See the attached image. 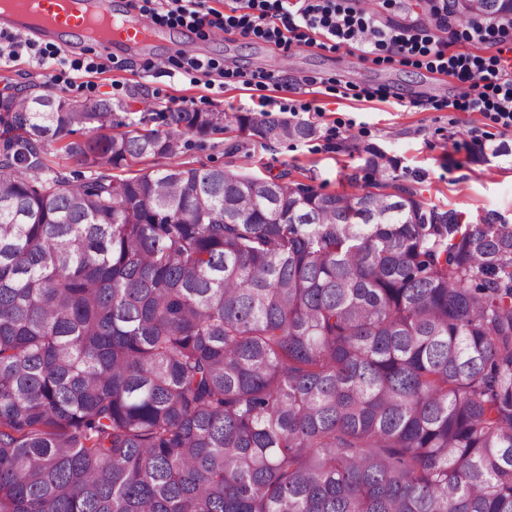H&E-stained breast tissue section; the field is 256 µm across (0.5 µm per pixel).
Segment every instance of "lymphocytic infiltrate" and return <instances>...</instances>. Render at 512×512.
Returning a JSON list of instances; mask_svg holds the SVG:
<instances>
[{
  "mask_svg": "<svg viewBox=\"0 0 512 512\" xmlns=\"http://www.w3.org/2000/svg\"><path fill=\"white\" fill-rule=\"evenodd\" d=\"M172 13L195 28L235 27L244 35L267 37L276 42L300 39L315 32L331 48L356 43L365 52L388 51L398 55L433 54L439 69L470 82L472 94L460 102L463 110L486 114L503 130L512 129V62L499 56L482 58L465 54L446 55L428 29L411 31L381 26L350 0H235L233 14L209 20L205 0H171Z\"/></svg>",
  "mask_w": 512,
  "mask_h": 512,
  "instance_id": "1",
  "label": "lymphocytic infiltrate"
}]
</instances>
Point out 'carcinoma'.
I'll use <instances>...</instances> for the list:
<instances>
[{
    "label": "carcinoma",
    "mask_w": 512,
    "mask_h": 512,
    "mask_svg": "<svg viewBox=\"0 0 512 512\" xmlns=\"http://www.w3.org/2000/svg\"><path fill=\"white\" fill-rule=\"evenodd\" d=\"M121 125L105 98H0V512H512L511 223L218 168L118 178L224 113ZM77 133L74 183L44 144Z\"/></svg>",
    "instance_id": "cac0c4a2"
}]
</instances>
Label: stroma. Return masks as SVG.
Masks as SVG:
<instances>
[{
	"mask_svg": "<svg viewBox=\"0 0 512 512\" xmlns=\"http://www.w3.org/2000/svg\"><path fill=\"white\" fill-rule=\"evenodd\" d=\"M436 0H372L369 13L380 24L409 29L428 26ZM136 14L143 5L158 13L159 36L140 49L87 46L30 36L35 49L54 50L51 58L25 51L0 56V93L37 97L60 86L71 101L105 97L120 120L164 129L160 114L185 107L231 115L269 112L276 121L311 124L312 138L269 142L237 128L199 137L185 134L177 158L149 156L118 169L117 177L165 169L220 167L247 177L286 180L330 194L404 188L428 206L456 212L477 224L491 215L512 221V154L491 156L501 143L512 147V132L502 131L483 113L457 110L468 83L429 69L426 58L371 55L352 46L321 48V35L283 48L239 29L200 34L170 24L166 0H116ZM199 48L198 57L213 70L183 73L169 60L181 42ZM101 63L86 72L85 63ZM275 76V83L250 85L253 72ZM386 89L387 99L365 101L358 91ZM386 159L384 171L366 163V147Z\"/></svg>",
	"mask_w": 512,
	"mask_h": 512,
	"instance_id": "obj_1",
	"label": "stroma"
}]
</instances>
